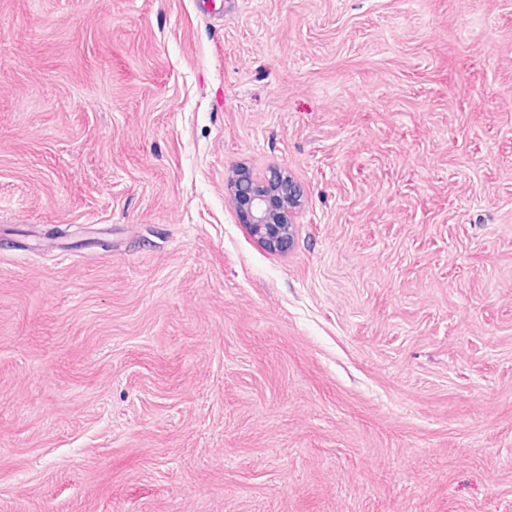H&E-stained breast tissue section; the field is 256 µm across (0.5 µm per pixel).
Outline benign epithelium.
<instances>
[{
  "label": "benign epithelium",
  "mask_w": 512,
  "mask_h": 512,
  "mask_svg": "<svg viewBox=\"0 0 512 512\" xmlns=\"http://www.w3.org/2000/svg\"><path fill=\"white\" fill-rule=\"evenodd\" d=\"M227 187L250 234L268 250L288 249L293 239L291 216L302 199L297 183L279 168L262 180L241 168L228 179Z\"/></svg>",
  "instance_id": "1"
}]
</instances>
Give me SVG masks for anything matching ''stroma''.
Here are the masks:
<instances>
[{
    "mask_svg": "<svg viewBox=\"0 0 512 512\" xmlns=\"http://www.w3.org/2000/svg\"><path fill=\"white\" fill-rule=\"evenodd\" d=\"M214 2L0 0V512H512V0ZM230 196L250 234L266 249L285 251L293 239L291 216L300 205L302 191L280 168H273L262 180L246 168L228 179Z\"/></svg>",
    "mask_w": 512,
    "mask_h": 512,
    "instance_id": "obj_1",
    "label": "stroma"
}]
</instances>
